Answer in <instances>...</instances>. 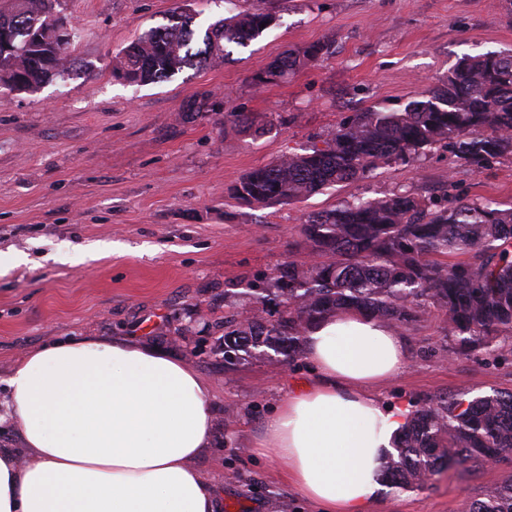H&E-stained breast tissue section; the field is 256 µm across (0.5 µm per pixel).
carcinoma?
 <instances>
[{"mask_svg":"<svg viewBox=\"0 0 512 512\" xmlns=\"http://www.w3.org/2000/svg\"><path fill=\"white\" fill-rule=\"evenodd\" d=\"M60 0H11L0 11V30L13 36V52L0 54V84L17 78L35 89L70 68L66 47L46 26ZM54 55V64L33 65L30 25ZM273 17L250 9L211 25L194 47L193 17L182 15L129 45L119 72L132 83H156L192 64H222L227 45H245ZM326 45L287 51L270 65L267 80L281 79L320 54ZM442 142L466 163L482 168L512 153V54L465 56L443 86L398 110L368 109L346 118L324 146L282 156L247 172L232 188L247 203L299 200L374 170L418 160ZM302 241L316 261L290 262L276 271L275 289L254 296L250 316L224 320V362L266 350L295 362L309 328L328 315L354 311L389 325L415 321L429 307L442 311L458 352H512V208L496 202L445 204L394 193L356 198L311 213ZM465 255L448 263L443 258ZM288 308L266 317L268 293ZM512 462V393L468 398L461 391L424 403L395 441L385 474L403 489H419L436 471L473 463ZM469 512H512V477L486 490Z\"/></svg>","mask_w":512,"mask_h":512,"instance_id":"1","label":"carcinoma"}]
</instances>
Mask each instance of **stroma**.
<instances>
[{
    "mask_svg": "<svg viewBox=\"0 0 512 512\" xmlns=\"http://www.w3.org/2000/svg\"><path fill=\"white\" fill-rule=\"evenodd\" d=\"M251 8L274 25L224 63L188 65L161 83L116 77L124 49L189 10L196 38ZM74 61L35 90L0 86V256L30 264L0 274V403L25 352L67 336H129L183 358L209 381L212 443L198 461L218 486V512H318L251 438L297 384L306 359L224 362V320L246 315L249 286L304 264L309 213L355 197L512 203V155L476 170L445 145L409 164L309 198L271 205L232 188L254 167L322 143L348 116L397 109L441 85L466 55L512 50V0H62ZM328 53L281 82L268 65L315 43ZM194 119L181 120L191 104ZM247 112L265 133L241 131ZM407 366L376 394L417 403L465 390L512 392V354H458L443 312L401 326ZM501 465L458 466L421 489L386 485L372 512H466L499 483Z\"/></svg>",
    "mask_w": 512,
    "mask_h": 512,
    "instance_id": "1",
    "label": "stroma"
}]
</instances>
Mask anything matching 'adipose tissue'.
I'll return each instance as SVG.
<instances>
[{"instance_id":"ef3b65f1","label":"adipose tissue","mask_w":512,"mask_h":512,"mask_svg":"<svg viewBox=\"0 0 512 512\" xmlns=\"http://www.w3.org/2000/svg\"><path fill=\"white\" fill-rule=\"evenodd\" d=\"M313 382L270 415L253 446L320 512H371L408 411L377 385L400 374L395 327L357 312L304 341ZM0 412L29 454L0 452V512H216L197 465L213 437L209 383L185 360L123 337H71L27 352Z\"/></svg>"}]
</instances>
